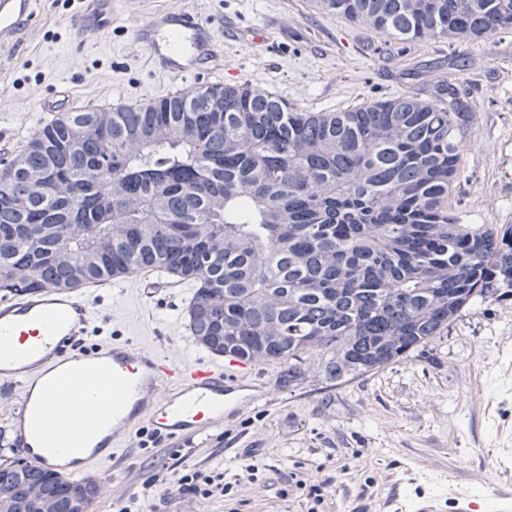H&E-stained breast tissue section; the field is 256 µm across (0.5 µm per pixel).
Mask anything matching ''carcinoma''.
<instances>
[{"mask_svg": "<svg viewBox=\"0 0 512 512\" xmlns=\"http://www.w3.org/2000/svg\"><path fill=\"white\" fill-rule=\"evenodd\" d=\"M390 40L460 45L512 30V0H313ZM470 113L457 85L310 111L250 85L66 112L0 167V294L155 271L194 283L212 353L325 379L375 374L448 333L474 297L512 293V226L448 206ZM40 486L57 512L96 498L25 462L0 512Z\"/></svg>", "mask_w": 512, "mask_h": 512, "instance_id": "1", "label": "carcinoma"}]
</instances>
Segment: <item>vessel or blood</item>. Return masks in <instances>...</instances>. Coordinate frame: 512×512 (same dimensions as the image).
Wrapping results in <instances>:
<instances>
[{
    "instance_id": "obj_1",
    "label": "vessel or blood",
    "mask_w": 512,
    "mask_h": 512,
    "mask_svg": "<svg viewBox=\"0 0 512 512\" xmlns=\"http://www.w3.org/2000/svg\"><path fill=\"white\" fill-rule=\"evenodd\" d=\"M32 0H0V41L33 26ZM76 21L87 34L112 25V0H87ZM136 37L159 73L199 78L217 65L215 29L194 14L165 12L140 26ZM95 292L50 287L0 302V382L9 384L21 407L12 414V444L29 463L74 477L111 461L118 442L136 427L191 438L224 419L232 393L222 365L207 360L184 364L128 344L103 343L87 351ZM87 390L84 401L63 417L81 425L87 413L111 406L112 425L89 456L71 460L54 452L56 430L31 434L29 420L54 409L57 394L73 382Z\"/></svg>"
}]
</instances>
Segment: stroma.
<instances>
[{
	"label": "stroma",
	"instance_id": "1",
	"mask_svg": "<svg viewBox=\"0 0 512 512\" xmlns=\"http://www.w3.org/2000/svg\"><path fill=\"white\" fill-rule=\"evenodd\" d=\"M83 0H37L39 21L0 45V159L48 120L93 106H136L195 88L156 74L135 29L161 11L223 20V84L267 89L308 110L341 109L453 81L473 116L450 201L467 224L512 225V31L460 46L395 42L317 12L310 0H112V26L84 36ZM139 272L95 304L106 337L188 362L191 283ZM255 362L221 425L191 440L127 435L115 461L86 471L89 512H493L512 494V296L477 298L447 335L340 384L317 368L292 387ZM223 474L228 495L187 489L188 472ZM323 491L314 505L310 487Z\"/></svg>",
	"mask_w": 512,
	"mask_h": 512
}]
</instances>
